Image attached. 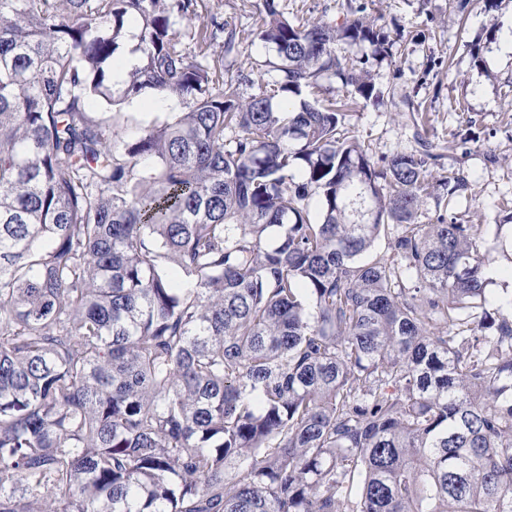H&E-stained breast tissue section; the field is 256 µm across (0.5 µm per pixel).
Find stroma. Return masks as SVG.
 I'll list each match as a JSON object with an SVG mask.
<instances>
[{
	"instance_id": "1",
	"label": "stroma",
	"mask_w": 512,
	"mask_h": 512,
	"mask_svg": "<svg viewBox=\"0 0 512 512\" xmlns=\"http://www.w3.org/2000/svg\"><path fill=\"white\" fill-rule=\"evenodd\" d=\"M351 4L378 19L394 46L391 58L371 67L383 104L351 112L349 124L373 160L416 152L424 138L440 155L433 175H466L468 193L455 212L462 223L481 225L478 243L492 256L490 289L501 295L512 287V227L503 223L512 201V0L493 8L470 0L463 21L448 0H279L301 22L341 20ZM197 12L198 23L215 18L235 29L239 53L229 74L244 76V95L276 78V51L257 36L256 0H200ZM184 109L177 98L147 93L122 104L115 124L131 144L143 128Z\"/></svg>"
}]
</instances>
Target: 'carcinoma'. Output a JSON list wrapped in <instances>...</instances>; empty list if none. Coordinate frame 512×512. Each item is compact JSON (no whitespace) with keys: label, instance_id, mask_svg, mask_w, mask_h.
Returning <instances> with one entry per match:
<instances>
[{"label":"carcinoma","instance_id":"carcinoma-1","mask_svg":"<svg viewBox=\"0 0 512 512\" xmlns=\"http://www.w3.org/2000/svg\"><path fill=\"white\" fill-rule=\"evenodd\" d=\"M261 3L283 77L245 97L182 46L236 51L175 29L198 0H0V512H512V299L468 183L346 123L384 100L377 19ZM145 92L189 110L131 146L87 110Z\"/></svg>","mask_w":512,"mask_h":512}]
</instances>
